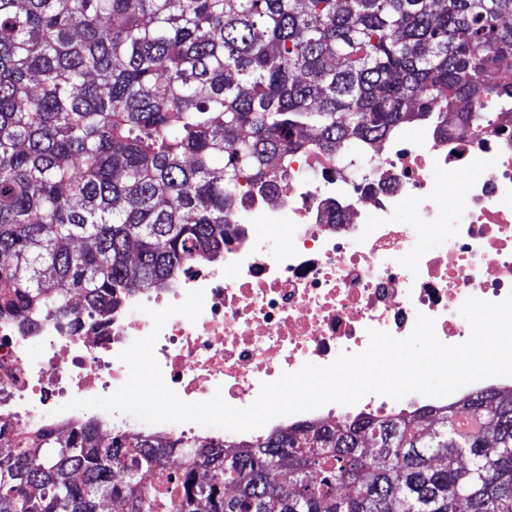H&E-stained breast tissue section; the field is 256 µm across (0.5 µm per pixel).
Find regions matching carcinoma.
<instances>
[{
	"mask_svg": "<svg viewBox=\"0 0 512 512\" xmlns=\"http://www.w3.org/2000/svg\"><path fill=\"white\" fill-rule=\"evenodd\" d=\"M512 105V0H0V319L112 308L218 259L295 155L339 165ZM0 444V512H512V388L426 413L190 444Z\"/></svg>",
	"mask_w": 512,
	"mask_h": 512,
	"instance_id": "cac0c4a2",
	"label": "carcinoma"
}]
</instances>
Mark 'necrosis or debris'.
Wrapping results in <instances>:
<instances>
[{
  "label": "necrosis or debris",
  "instance_id": "necrosis-or-debris-1",
  "mask_svg": "<svg viewBox=\"0 0 512 512\" xmlns=\"http://www.w3.org/2000/svg\"><path fill=\"white\" fill-rule=\"evenodd\" d=\"M421 130L336 172L293 157L278 200L255 192L233 213L221 262L189 267L165 288L125 290L102 320L82 313L72 325L47 317L28 328L0 320V426L63 435L95 420L186 443L251 444L342 415L381 418L452 403L449 395L369 394L247 432L64 408L121 387L129 371L120 353L151 332V311L182 303L192 290L204 292L201 314L170 317L154 345L165 384L189 403L218 393L248 407L282 374L363 352L369 330L408 337L421 314L434 319L442 343L467 341L463 303L512 294V118L497 116L479 134L442 135L428 122ZM429 237L436 250L422 248Z\"/></svg>",
  "mask_w": 512,
  "mask_h": 512
}]
</instances>
